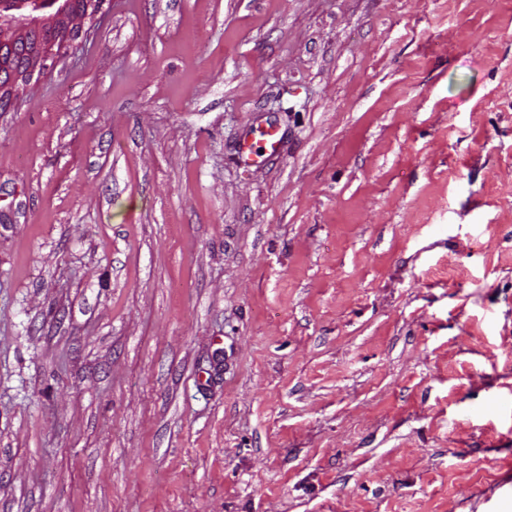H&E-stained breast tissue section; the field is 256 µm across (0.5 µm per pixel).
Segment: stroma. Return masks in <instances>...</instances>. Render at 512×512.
Listing matches in <instances>:
<instances>
[{
  "label": "stroma",
  "instance_id": "35a3bbf8",
  "mask_svg": "<svg viewBox=\"0 0 512 512\" xmlns=\"http://www.w3.org/2000/svg\"><path fill=\"white\" fill-rule=\"evenodd\" d=\"M0 512H512V0H104L0 112ZM258 147L254 148L252 143H248L245 139L239 151V159L245 163L255 161L260 157H264L267 161L272 157H277L281 154L284 146V135L280 132L279 128L274 125H268L259 131ZM261 152L258 153L257 150ZM255 157V158H254Z\"/></svg>",
  "mask_w": 512,
  "mask_h": 512
}]
</instances>
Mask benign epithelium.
Masks as SVG:
<instances>
[{"mask_svg": "<svg viewBox=\"0 0 512 512\" xmlns=\"http://www.w3.org/2000/svg\"><path fill=\"white\" fill-rule=\"evenodd\" d=\"M103 0H0V104L10 107L20 86L67 51L84 20Z\"/></svg>", "mask_w": 512, "mask_h": 512, "instance_id": "benign-epithelium-1", "label": "benign epithelium"}]
</instances>
